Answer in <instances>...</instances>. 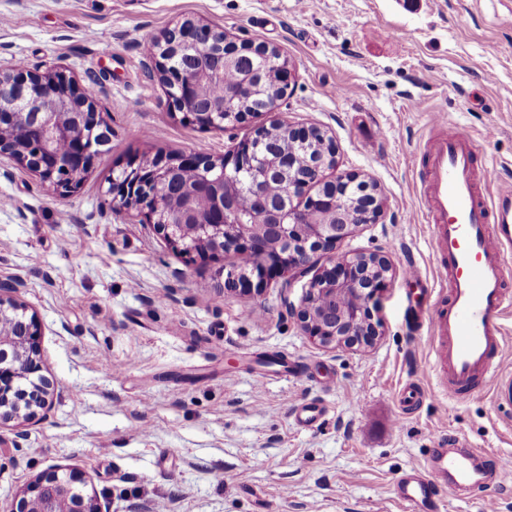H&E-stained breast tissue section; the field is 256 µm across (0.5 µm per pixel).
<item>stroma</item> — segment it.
Segmentation results:
<instances>
[{"label":"stroma","instance_id":"obj_1","mask_svg":"<svg viewBox=\"0 0 512 512\" xmlns=\"http://www.w3.org/2000/svg\"><path fill=\"white\" fill-rule=\"evenodd\" d=\"M186 16L277 46L295 72L282 118L327 130L338 171L376 186L383 216L338 246L391 263L373 346L312 343L286 310L304 280L224 293L217 269L233 253L189 262L140 216L112 212V175L127 164L220 157L269 122L203 131L168 109L145 61ZM18 63L91 84L112 135L70 196L16 165L0 176V279L24 283L56 389L39 421L0 425V512L52 467L80 477L103 512H412L395 479L435 438H464L490 468L512 458V411L488 386L444 395L414 313L446 283L419 175L433 119L479 139L512 181V0H0V68ZM490 126L496 137L482 141ZM408 382L424 397L405 416ZM313 401L326 414L300 427L296 409ZM435 487L434 512H485L490 501L512 512V471L467 496Z\"/></svg>","mask_w":512,"mask_h":512}]
</instances>
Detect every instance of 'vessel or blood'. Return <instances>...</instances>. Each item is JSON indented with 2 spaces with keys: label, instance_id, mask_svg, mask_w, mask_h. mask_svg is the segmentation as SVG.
<instances>
[{
  "label": "vessel or blood",
  "instance_id": "b4317fda",
  "mask_svg": "<svg viewBox=\"0 0 512 512\" xmlns=\"http://www.w3.org/2000/svg\"><path fill=\"white\" fill-rule=\"evenodd\" d=\"M477 151L466 134L436 137L426 151L432 243L448 266V302L427 310L425 320L438 361L447 369L449 398L470 393L492 375L495 403L512 408L501 323L512 305V267L504 259L512 246V185L493 169L479 168ZM479 456L472 448L433 449L424 468L399 478V499L414 512H426L436 472L448 475L455 491H468L477 483Z\"/></svg>",
  "mask_w": 512,
  "mask_h": 512
}]
</instances>
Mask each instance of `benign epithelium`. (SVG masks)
<instances>
[{"label":"benign epithelium","mask_w":512,"mask_h":512,"mask_svg":"<svg viewBox=\"0 0 512 512\" xmlns=\"http://www.w3.org/2000/svg\"><path fill=\"white\" fill-rule=\"evenodd\" d=\"M269 57L274 70L266 76L274 89L285 90L293 73L279 49L265 42L239 40L224 30L186 18L152 41L147 68L159 75L170 110L193 125L224 131L252 113L238 111L208 88L224 76V66L240 58ZM255 72L240 73L235 99L260 89ZM277 101L263 107L270 126L285 133L288 143L309 145L304 171L288 176L282 198L272 207L263 196L251 221L238 217V173L249 168L253 187L265 180L278 159L253 163L256 145L269 126L224 156L194 152L158 154L152 166L132 163L112 178V211H135L179 253L217 260L226 252L253 259L247 268L220 269L224 288L255 295L271 279L305 278L300 304H288L306 336L324 347L352 348L380 335L374 310L384 287L388 260L377 254L336 256V246L362 224H375L383 202L368 187L349 201L354 179L336 170V143L317 127L298 128L276 116ZM0 157L39 177L49 191L66 196L76 191L100 154L96 128L101 118L88 88H80L61 71L33 73L23 65L0 69ZM316 184L314 194L307 187ZM326 263H317V257ZM19 280H0V422L36 419L47 409L54 387L42 374L41 328L36 314L20 298ZM73 474L53 469L39 475L8 512H102L97 499L76 486Z\"/></svg>","instance_id":"obj_1"}]
</instances>
